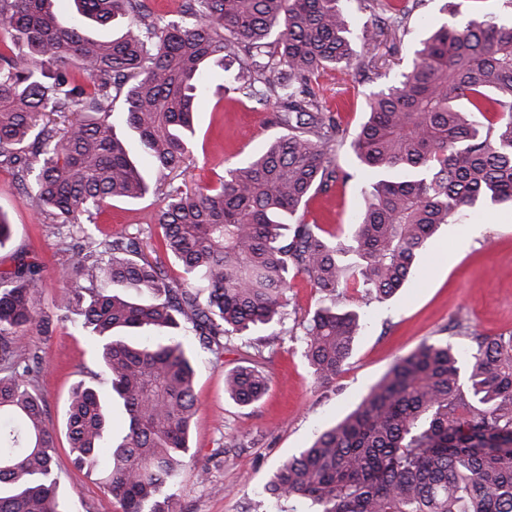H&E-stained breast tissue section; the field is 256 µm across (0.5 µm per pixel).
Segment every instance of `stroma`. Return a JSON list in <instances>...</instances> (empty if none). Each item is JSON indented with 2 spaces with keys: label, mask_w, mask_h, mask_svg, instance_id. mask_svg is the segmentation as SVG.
Returning <instances> with one entry per match:
<instances>
[{
  "label": "stroma",
  "mask_w": 512,
  "mask_h": 512,
  "mask_svg": "<svg viewBox=\"0 0 512 512\" xmlns=\"http://www.w3.org/2000/svg\"><path fill=\"white\" fill-rule=\"evenodd\" d=\"M445 2L421 0L404 21L398 49L386 42L366 47L364 53L373 61L371 72L359 75L340 64L320 76L323 104L338 114L349 134H356L364 122L371 95L399 80L428 31L450 20L463 25L484 16L512 17V0H458L453 17L444 11ZM339 5L354 40L388 23L383 0H340ZM223 82L222 71L210 69L208 89L196 101L194 155L185 175L192 187L217 186L225 165L248 159L281 133L269 124L266 106L218 94ZM336 162L350 173V180L315 195L306 219L341 233L363 205L368 180L350 148L340 149ZM161 204L158 193L114 202L91 232L104 239L143 229L144 252L156 257L160 229L152 219ZM0 212L14 226L11 245L0 251V269L13 268L21 256L40 262L46 286L37 310L54 313L62 291L56 273L71 263L75 251L39 219L32 196L3 169ZM288 300L283 322L259 330L262 345L254 347L247 337L235 336L216 355L197 338L187 339L194 356L197 413L189 456L175 488L176 512H304L305 503L278 502L264 493L271 472L309 446L316 432L349 414L397 358L424 342L445 341L466 352L471 348L469 333L512 332V209L483 206L463 211L440 229L407 287L390 299L366 300L358 283L349 282L341 304L361 307L366 326L332 386L315 380L297 327L317 303L314 288L303 277H295ZM32 339L43 359L38 388L45 398L47 424L57 437L55 468L61 497L71 512H120L111 495L76 468L63 427L71 388L98 370L93 341L71 324L56 326L46 336L33 333ZM245 362L268 373L269 389L260 402L242 407L225 395L224 373ZM232 437L238 447H225V440Z\"/></svg>",
  "instance_id": "obj_1"
}]
</instances>
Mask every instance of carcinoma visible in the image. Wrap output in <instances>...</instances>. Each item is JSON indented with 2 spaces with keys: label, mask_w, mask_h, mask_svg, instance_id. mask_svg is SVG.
<instances>
[{
  "label": "carcinoma",
  "mask_w": 512,
  "mask_h": 512,
  "mask_svg": "<svg viewBox=\"0 0 512 512\" xmlns=\"http://www.w3.org/2000/svg\"><path fill=\"white\" fill-rule=\"evenodd\" d=\"M0 0V167L30 190L56 234L82 240L62 267L55 316L38 315L43 267L0 269V512H68L54 472L56 442L37 388L42 357L26 341L80 317L99 344L103 396L77 383L65 428L75 466L120 512H175L173 488L190 451L195 370L180 337L213 352L229 336L279 321L290 279L318 293L299 322L315 379L333 383L364 326L339 307L360 280L379 300L405 287L428 243L463 210L512 207V24H442L398 84L375 93L348 138L322 106L319 76L341 63L368 68L339 0H184L191 22L153 16L144 0ZM418 0L387 4L394 31ZM117 17L123 33L87 30ZM214 64L224 90L269 106L288 130L216 187L168 183L155 223L181 267L142 256V231L98 241L104 203L151 189L126 135L155 170L188 168L194 110ZM122 100L124 110L112 105ZM350 144L369 174L345 236L305 219L304 206L350 175L335 152ZM107 281L112 288L105 289ZM154 329L134 344L129 329ZM466 380L446 342L398 358L357 407L284 460L264 486L314 512H512V333H470ZM268 390L266 373L237 366L224 393L240 406ZM128 422L112 433V401Z\"/></svg>",
  "instance_id": "1"
}]
</instances>
